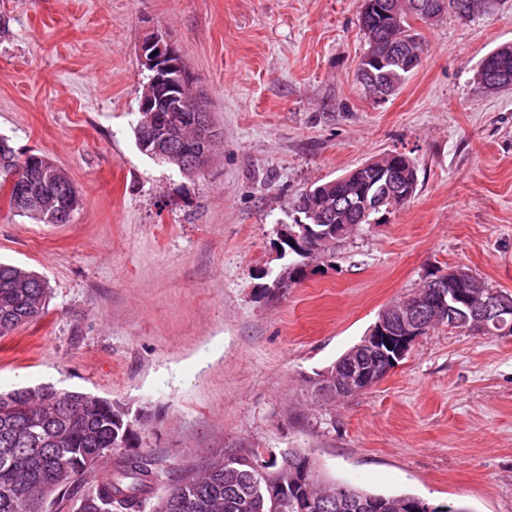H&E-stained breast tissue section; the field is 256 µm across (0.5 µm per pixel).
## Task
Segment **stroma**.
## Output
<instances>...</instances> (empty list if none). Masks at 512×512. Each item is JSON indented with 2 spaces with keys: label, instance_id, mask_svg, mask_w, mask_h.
<instances>
[{
  "label": "stroma",
  "instance_id": "35a3bbf8",
  "mask_svg": "<svg viewBox=\"0 0 512 512\" xmlns=\"http://www.w3.org/2000/svg\"><path fill=\"white\" fill-rule=\"evenodd\" d=\"M360 0H0V134L82 195L39 224L0 192V260L35 271L45 313L0 338V391L51 384L118 402L165 493L231 450L306 453L319 476L464 512H512V336L430 329L371 388L317 373L388 306L455 268L512 293V88L482 59L512 0L415 21L419 68L377 101L357 80ZM169 35L220 136L186 177L137 147L139 47ZM414 199L290 285L278 227L313 184L388 153ZM366 372H367V370L362 371V373H366ZM369 372H370V370L366 374L363 375L361 380H359L358 382H354L352 385L348 386V389L343 390L342 392H338V391H336V386L340 387L339 382L342 381V379L339 376H337L335 371L332 374V373H330V370L328 369L325 372H323L322 379L326 380L323 384L331 385V386H333V384H334L335 391H334V393H330L331 397L351 395L353 393H357V392L368 389L370 386H372L375 382L378 381V378L375 381L372 380L371 378H367Z\"/></svg>",
  "mask_w": 512,
  "mask_h": 512
}]
</instances>
